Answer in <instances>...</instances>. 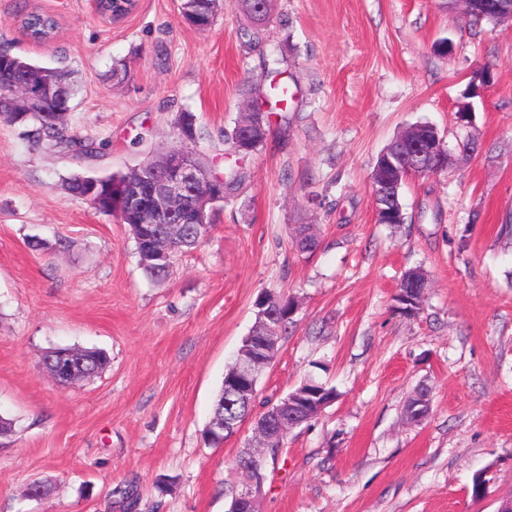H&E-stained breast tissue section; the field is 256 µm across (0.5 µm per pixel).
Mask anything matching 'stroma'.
<instances>
[{"label":"stroma","mask_w":512,"mask_h":512,"mask_svg":"<svg viewBox=\"0 0 512 512\" xmlns=\"http://www.w3.org/2000/svg\"><path fill=\"white\" fill-rule=\"evenodd\" d=\"M31 9L56 19L50 42L23 33ZM247 25L238 0H222L204 30L180 0H136L117 18L92 0H0V50L73 72L67 124L97 148L38 146L0 118V416L15 422L0 438V512H111L109 491L131 479L158 512H228L253 424L219 446L203 431L265 292L296 312L259 401L310 377L337 397L267 464L257 512H496L512 495V237L500 234L512 224V25L448 0H272L268 43L288 60L294 98L166 279L144 273L119 218L65 191L72 175L123 174L178 146L180 112L197 117L206 166L223 168L224 133L249 108L242 84L265 78ZM483 69L481 153L410 178L404 223H377L379 153L417 122L464 137L455 114ZM297 224L313 225L315 253L293 249ZM412 268L428 287L409 317L394 297ZM73 345L110 363L58 384L42 356ZM422 385L431 410L411 423L403 407ZM35 481L50 484L47 498H24Z\"/></svg>","instance_id":"obj_1"}]
</instances>
